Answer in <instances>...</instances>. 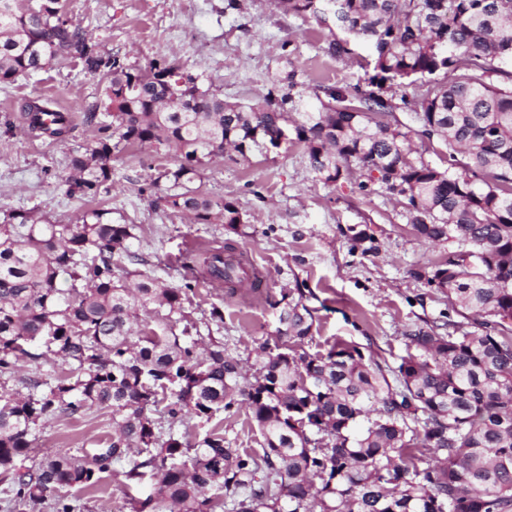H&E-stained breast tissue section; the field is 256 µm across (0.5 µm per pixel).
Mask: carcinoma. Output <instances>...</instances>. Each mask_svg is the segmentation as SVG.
Returning a JSON list of instances; mask_svg holds the SVG:
<instances>
[{
  "mask_svg": "<svg viewBox=\"0 0 512 512\" xmlns=\"http://www.w3.org/2000/svg\"><path fill=\"white\" fill-rule=\"evenodd\" d=\"M283 3L318 24L336 16L331 56L356 60L354 46H370L365 87L323 86L316 107L271 93L228 102L189 76L174 79L175 64L138 70L104 55L60 0H0V84L59 59L105 78L112 125L70 158L65 179L89 201L109 192L112 159L131 145L174 152L157 177L172 193L159 200L197 224L242 223L234 202L193 186L226 151L245 159L300 143L326 184L354 166L403 201L417 238L457 245L416 276L477 318L448 321L446 335L407 330L406 355L391 367L344 341L309 352L315 316L305 289L290 288L273 304L276 339L248 379L223 343L202 358L198 341L174 330L199 279H257L234 247L185 249L176 258L184 284L173 287L139 270L116 274L122 260L141 259L130 251L135 225L112 223L105 208L75 224L11 212L0 222V379L36 357V345L80 373L0 392V476L14 500L34 509L51 497L54 512H75L52 494L92 488L112 461L136 453L143 460L125 479L149 473L155 484L131 512H512V0ZM408 86L416 95L403 104L445 149V167L412 149L415 130L394 115L393 88ZM24 112L34 137L70 129L68 113L42 102ZM348 231L353 249H375L365 230ZM166 390L174 422L246 405L263 454L228 446L216 429L192 444L160 440L152 412ZM87 406L112 409L104 447L23 465L38 423ZM425 450L434 463L422 467Z\"/></svg>",
  "mask_w": 512,
  "mask_h": 512,
  "instance_id": "obj_1",
  "label": "carcinoma"
}]
</instances>
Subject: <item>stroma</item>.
Wrapping results in <instances>:
<instances>
[{
  "instance_id": "35a3bbf8",
  "label": "stroma",
  "mask_w": 512,
  "mask_h": 512,
  "mask_svg": "<svg viewBox=\"0 0 512 512\" xmlns=\"http://www.w3.org/2000/svg\"><path fill=\"white\" fill-rule=\"evenodd\" d=\"M69 16L98 44L102 53L122 58L136 69L176 63L198 86L248 103L266 94L295 90L312 98L318 86L355 85L364 79L356 63L327 56L326 29L288 13L277 0H64ZM104 81L63 59L50 68L0 84V214L25 211L53 224L76 223L89 204L70 194L64 183L72 154L83 150L101 126L111 124L104 108ZM46 100L72 118L60 139L28 134L22 107ZM174 154L133 145L112 160V187L105 197L116 224L137 225L132 249L140 271L170 286L183 270L173 258L191 240L233 244L258 269L262 286L236 293L198 282L186 317L177 329L202 340L214 339L256 370L258 353L277 326L271 300L303 283L319 322L309 352L326 351L344 340L365 357L397 366L405 353L404 333L415 325H442L448 300L418 270L443 261L456 247L426 244L414 234L401 203L379 185L362 188L360 173L333 184L320 180L300 144L255 152L249 159L216 157L201 174L211 196L234 202L243 222L238 228L193 224L161 203L166 183L157 177L172 166ZM366 230L377 253L351 251L348 227ZM224 310L221 324L206 323L212 306ZM153 417L161 436L175 433L195 442L220 428L233 447L260 452L263 437L246 406L238 405L205 421L185 418L170 425L163 411ZM112 433L110 409L93 407L60 415L33 432L30 462L68 451L101 447ZM133 459L112 463L97 488L67 489L79 512H129V500L142 488L123 476Z\"/></svg>"
}]
</instances>
